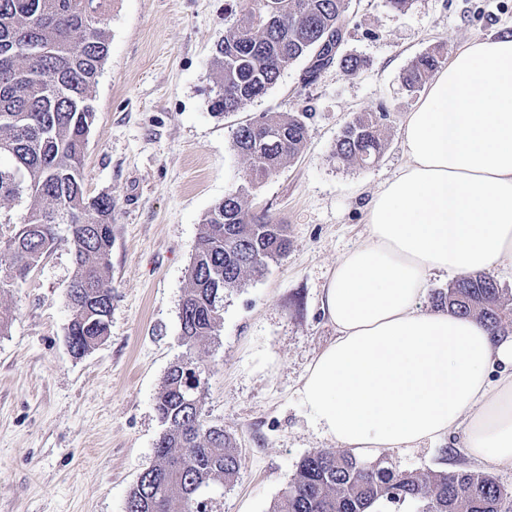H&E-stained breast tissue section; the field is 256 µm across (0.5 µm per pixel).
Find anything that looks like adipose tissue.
<instances>
[{"label":"adipose tissue","instance_id":"adipose-tissue-1","mask_svg":"<svg viewBox=\"0 0 512 512\" xmlns=\"http://www.w3.org/2000/svg\"><path fill=\"white\" fill-rule=\"evenodd\" d=\"M401 138L405 164L323 291L336 337L297 394L322 437L360 456L461 430L471 459L512 468V335L421 306L431 274L512 268V36L454 54Z\"/></svg>","mask_w":512,"mask_h":512}]
</instances>
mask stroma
Masks as SVG:
<instances>
[{"instance_id":"obj_1","label":"stroma","mask_w":512,"mask_h":512,"mask_svg":"<svg viewBox=\"0 0 512 512\" xmlns=\"http://www.w3.org/2000/svg\"><path fill=\"white\" fill-rule=\"evenodd\" d=\"M226 0H112L107 62L94 88L85 151L88 195L112 198L107 340L82 357L67 343L65 290L73 255L58 244L27 277L0 290V512H124L155 460L163 425L156 397L180 340L186 271L209 210L247 178L232 149L239 122L308 112L303 153L258 184L255 211L288 226L291 246L264 275L224 299L216 336L194 351L208 366L204 413L232 436L235 480L208 490L214 512H271L308 452L330 448L298 398L312 360L336 336L321 311L337 260L368 235L363 204L405 163L399 127L418 93L402 75L431 49L450 58L475 39L512 35V0H351L341 52L358 58L303 82L288 66L264 95L212 114L213 48ZM386 111L379 162L347 167L331 156L347 123ZM451 440L386 451L408 470H481Z\"/></svg>"}]
</instances>
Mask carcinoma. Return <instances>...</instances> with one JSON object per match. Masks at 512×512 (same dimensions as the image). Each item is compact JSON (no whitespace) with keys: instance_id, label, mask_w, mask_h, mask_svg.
I'll use <instances>...</instances> for the list:
<instances>
[{"instance_id":"obj_1","label":"carcinoma","mask_w":512,"mask_h":512,"mask_svg":"<svg viewBox=\"0 0 512 512\" xmlns=\"http://www.w3.org/2000/svg\"><path fill=\"white\" fill-rule=\"evenodd\" d=\"M349 0H238L224 15V38L215 44L218 81L215 115L233 114L265 94L294 62L308 59L306 79L339 61L350 72L360 62L338 55ZM112 0H0V203L27 196L30 205L14 236L0 241V289L26 276L36 256L69 244L76 265L66 289L71 310L68 342L81 357L109 335L112 288V198L88 197L84 150L95 110L96 79L110 51ZM433 52L416 57L402 82L419 90L438 68ZM384 112H364L336 139L333 157L365 165L382 156ZM303 116L265 113L233 131L232 146L249 166L248 184L208 212L187 273L180 304L186 355L167 371L155 409L165 426L146 478L135 483L125 512H208L194 486L234 481L240 461L221 425L204 415L206 366L192 356L216 335L226 292L259 277L288 254V225L248 204L251 189L293 161L305 148ZM436 306L512 333V305L497 282L480 273L463 276L435 293ZM508 493L488 472L414 470L367 463L350 450H314L275 502L273 512H373L386 505L420 504L419 512H503Z\"/></svg>"}]
</instances>
